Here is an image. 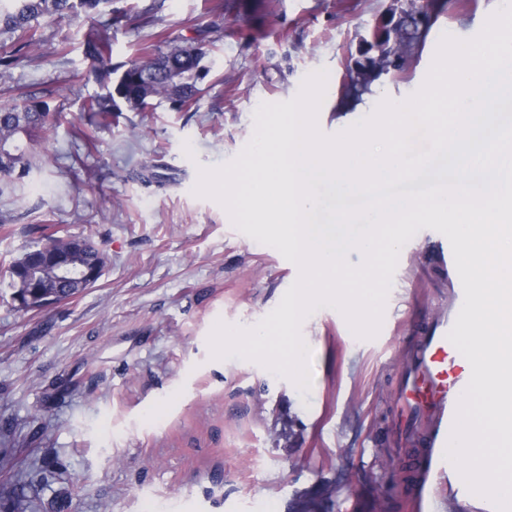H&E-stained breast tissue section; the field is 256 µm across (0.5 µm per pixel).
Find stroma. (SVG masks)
Here are the masks:
<instances>
[{"mask_svg":"<svg viewBox=\"0 0 512 512\" xmlns=\"http://www.w3.org/2000/svg\"><path fill=\"white\" fill-rule=\"evenodd\" d=\"M113 65L141 48L202 45L209 74L188 111L163 99L89 121L100 88L80 16L42 21L32 62L0 75V106L33 94L58 117L30 174L0 179V484L22 486L34 512H484L488 498L403 484L418 470L392 446L403 353L447 309L448 276L428 230L400 250L378 335L356 336L336 309L300 332L311 385L238 357L211 356L216 323L250 328L299 276L275 248L196 196L199 167L233 160L260 104L295 98L324 68L317 114L327 136L406 100L424 83L444 34L470 39L502 0H444L411 65L341 103L363 61L360 38L396 0H118ZM93 242L106 257L92 288L17 311L7 268L42 245L44 226Z\"/></svg>","mask_w":512,"mask_h":512,"instance_id":"35a3bbf8","label":"stroma"}]
</instances>
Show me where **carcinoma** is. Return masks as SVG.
I'll return each instance as SVG.
<instances>
[{
    "label": "carcinoma",
    "instance_id": "1",
    "mask_svg": "<svg viewBox=\"0 0 512 512\" xmlns=\"http://www.w3.org/2000/svg\"><path fill=\"white\" fill-rule=\"evenodd\" d=\"M420 0H406L403 17L387 46L370 59L371 67L384 69L392 60L404 69L412 57V50L423 39L415 16L419 14ZM108 11L111 21L118 23L127 15V9L112 7V0H0V32L15 35L16 46L0 53V68H8L27 57V51L40 43L37 23L42 18L61 20L80 13L90 17ZM84 54L96 67L95 76L104 93L91 99L88 111L93 116L107 119L120 111L119 102L132 109H143L149 101L161 98L177 110L188 109L199 93V83L207 76L200 66L205 52L200 47L170 45L167 49L141 50L138 61L123 70L112 67V44L97 32H92L84 44ZM53 121L48 104L36 96L26 97L22 103L0 107V176L26 177L33 165L32 151L40 132ZM75 245L78 252L72 260L92 265L99 260L100 250L89 240H79L49 234L43 243L47 253L64 252ZM20 277L41 285L54 279V270L44 259L18 269L9 267V278ZM12 501V512H32L28 498L17 492L15 486L1 485L0 498Z\"/></svg>",
    "mask_w": 512,
    "mask_h": 512
}]
</instances>
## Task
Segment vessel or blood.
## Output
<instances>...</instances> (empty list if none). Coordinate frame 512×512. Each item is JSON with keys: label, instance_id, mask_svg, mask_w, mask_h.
Returning a JSON list of instances; mask_svg holds the SVG:
<instances>
[{"label": "vessel or blood", "instance_id": "vessel-or-blood-1", "mask_svg": "<svg viewBox=\"0 0 512 512\" xmlns=\"http://www.w3.org/2000/svg\"><path fill=\"white\" fill-rule=\"evenodd\" d=\"M463 301L462 282L454 280L447 311L427 323L404 367L405 408L399 445L425 448L423 478L428 483L462 480L446 460L445 450L459 399L472 374L469 361L448 339Z\"/></svg>", "mask_w": 512, "mask_h": 512}]
</instances>
